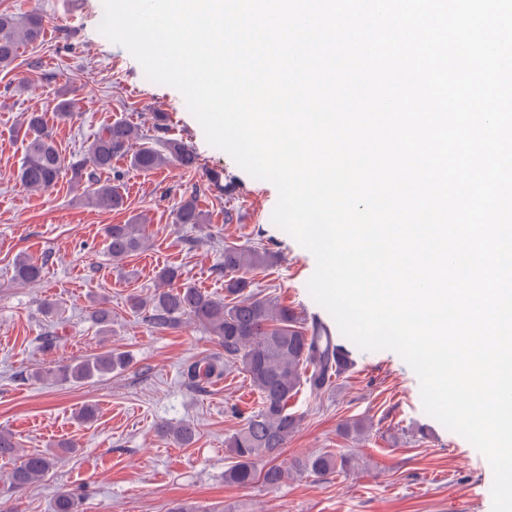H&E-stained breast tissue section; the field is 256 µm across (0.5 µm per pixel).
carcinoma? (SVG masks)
Returning <instances> with one entry per match:
<instances>
[{"mask_svg":"<svg viewBox=\"0 0 512 512\" xmlns=\"http://www.w3.org/2000/svg\"><path fill=\"white\" fill-rule=\"evenodd\" d=\"M46 18L33 10L25 16L0 12V69L7 70L17 59L21 47L41 44ZM154 131L163 149L143 145L132 150L139 134L131 124L117 120L101 127L89 142L86 157L77 162L66 159L55 145L54 127L48 125L43 113H27L26 133L30 135L19 171L20 181L29 189L49 191L59 179L70 173L86 177L87 203L95 208L119 211L125 197L118 181L104 182L101 174L112 170V161L130 159V167L151 172L175 160L185 169L197 168V158L186 145L162 137V116ZM137 224H107L103 228L106 249L112 260L121 262L147 247ZM207 215L199 208L197 195L181 197L176 210V223L203 224ZM273 263V252L259 241L249 247L224 244L222 262L217 270L224 274V297L216 298L199 288L181 282L182 273L176 267L158 272L164 287L154 294L132 300V307L157 329H170L182 319H191L214 336L223 357L207 356L191 363L185 375L195 383L220 374V367L236 368L243 373L258 394V408L246 418L243 426L227 441L230 465L224 480L230 484L250 485L260 482L276 486L290 470L315 480H323L350 467L351 460L339 452L323 451L299 458L283 466L280 458L288 441L297 431L300 417L288 412V402L306 385L315 393L328 390L335 379L350 367L348 353L337 343L329 328L319 322L310 324L298 320L295 312L280 304L272 295L253 287V276ZM43 267L27 256L14 263L15 280L22 284L41 281ZM92 318L103 336L112 334V310L100 302ZM131 358L125 352L109 350L88 356L58 370L56 377L64 382L81 383L99 379L129 368ZM161 432L178 445H190L197 437L196 427L189 422L176 426H161ZM340 433L354 441L364 439L367 426L360 420L345 421ZM20 443L9 432L0 431V459L18 457ZM62 458L51 451H35L21 456L19 464L9 473L10 486L24 489L43 480L56 470ZM53 512H79V502L67 490L60 491L53 503Z\"/></svg>","mask_w":512,"mask_h":512,"instance_id":"cac0c4a2","label":"carcinoma"}]
</instances>
